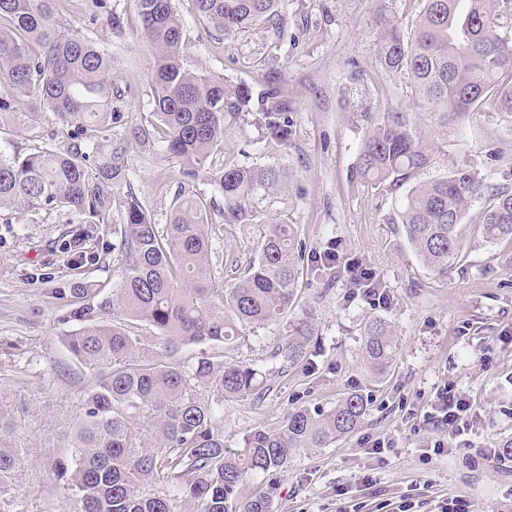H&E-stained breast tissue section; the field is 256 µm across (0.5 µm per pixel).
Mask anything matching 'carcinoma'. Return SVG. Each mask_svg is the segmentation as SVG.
<instances>
[{"label": "carcinoma", "mask_w": 512, "mask_h": 512, "mask_svg": "<svg viewBox=\"0 0 512 512\" xmlns=\"http://www.w3.org/2000/svg\"><path fill=\"white\" fill-rule=\"evenodd\" d=\"M143 35L154 49L150 92L156 122L133 129L142 143L161 147L179 162L183 177L205 175L224 197V223L253 237L254 253L229 288L219 285L213 239L202 194L180 187L169 222L157 224L133 192L125 139L112 138L124 113L113 102L112 53L77 31L62 29L55 0H0V123L25 99L56 114L67 145L25 153L0 151V210L26 213L64 209L81 225L63 254L89 253L112 233L121 253L120 281L112 295L69 289L66 320L79 327L64 336L74 361L97 373L80 390L73 419L62 431L27 415L26 398L0 396V512H28L15 494L18 478L37 461L45 443L60 449L54 486L73 498V512H270V499H237L247 476L275 475L306 448H328L355 432L367 400L346 393L328 409L299 407L280 428L255 429L242 448L224 444V401L259 391L262 371L227 363L218 354L193 363L163 361L171 349L223 344L242 326L279 320L293 304L306 259L298 229L259 218L258 195L287 188L289 173L275 167L215 168L231 121L258 104L265 137L288 144L293 130L288 94L271 76L258 93L184 67V30L175 0H138ZM209 27L229 39L259 24L279 27V0H193ZM509 0H423L412 33L386 27L381 65L409 80L418 120L391 112L373 123L356 172L386 192L403 191L397 209L408 242L425 266L446 279L462 250L459 226L485 185L465 165L446 167L432 181L413 178L446 154L448 132L491 103L512 112V29ZM120 217L110 227L112 215ZM486 242H512V188L493 194L481 220ZM97 298L85 304L87 296ZM112 310V323L98 311ZM368 371L383 376L397 345L387 322L363 327ZM318 333L312 314L289 321L275 356L305 357Z\"/></svg>", "instance_id": "obj_1"}]
</instances>
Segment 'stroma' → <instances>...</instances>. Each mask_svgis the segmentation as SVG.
<instances>
[{"label": "stroma", "mask_w": 512, "mask_h": 512, "mask_svg": "<svg viewBox=\"0 0 512 512\" xmlns=\"http://www.w3.org/2000/svg\"><path fill=\"white\" fill-rule=\"evenodd\" d=\"M112 12L89 21L85 0H59L61 21L111 49L112 81L126 123L115 137L128 139L131 188L152 219L167 223L183 182L178 164L158 146L131 141V128L154 120L149 72L154 51L143 37L137 0H111ZM184 24L187 68L231 83L264 87L275 72L288 88L294 129L289 146L264 140L259 116L241 113L215 166H283L291 177L285 195L263 200L268 217L299 228L306 254L328 247L370 268L384 304L349 300L344 276L321 266L305 268L286 318L264 328H243L225 345V360L250 363L263 372L259 394L224 404V442L242 445L254 429H273L304 405L330 407L346 392L367 396L360 429L329 448L293 457L274 476L246 478L240 493L269 494L271 512H442L461 499L469 512H512V458L504 464H465L423 447L427 414L436 392L456 385L481 410L473 440L498 448L512 440V243L484 241L479 222L489 198L473 202L459 227L464 250L447 279L434 276L415 254L402 225L393 221L395 199L355 175L367 132L363 112H410L414 91L407 79L386 71L378 44L386 24L411 32L422 0H281V27L257 26L232 38L208 32L192 0H176ZM123 32L115 34L113 22ZM51 112L18 104L0 144L22 150L63 146ZM448 160L478 172L490 187H512V112L486 106L448 139ZM195 186L209 203L215 252L212 263L224 283L233 264H246L252 238L225 223L224 199L209 181ZM14 212L0 211V394L34 395L42 418L64 425L82 387L94 373L74 364L63 338L75 330L59 291L86 282L111 295L118 284L111 236L100 240L95 261L70 265L58 245L73 231L65 211L29 214L13 233ZM312 312L319 340L292 365L274 354L290 318ZM395 332L397 356L383 377H373L361 358V329L372 319ZM391 437L394 447L366 453L365 439Z\"/></svg>", "instance_id": "35a3bbf8"}]
</instances>
